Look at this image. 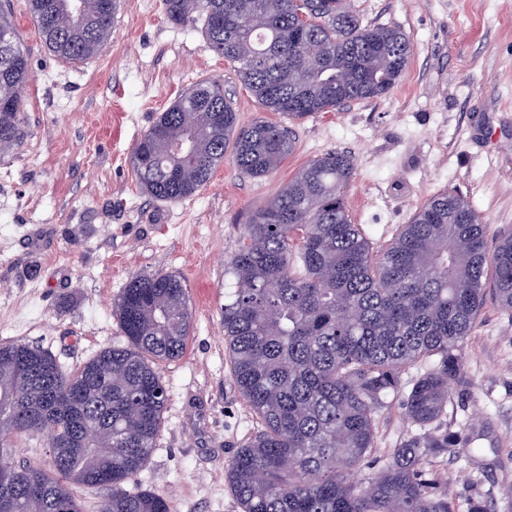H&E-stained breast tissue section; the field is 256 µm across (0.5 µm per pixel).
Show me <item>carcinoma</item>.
Wrapping results in <instances>:
<instances>
[{"mask_svg":"<svg viewBox=\"0 0 512 512\" xmlns=\"http://www.w3.org/2000/svg\"><path fill=\"white\" fill-rule=\"evenodd\" d=\"M28 0L46 45L83 62L112 34L117 0ZM176 25L203 21L207 47L232 63L259 103L290 121L387 95L406 70L410 37L367 26L347 0H163ZM315 41L306 60L293 41ZM29 62L0 15V153L22 143L17 114ZM293 131L259 121L241 127L221 85L196 82L136 143L140 183L154 198L194 195L224 163L252 178L294 151ZM352 159L329 152L302 166L243 225L228 262L224 348L231 377L261 421L227 468L242 512H453L426 449L464 446L455 432L432 442L424 430L448 408L462 346L485 299L488 273L512 312V226L486 224L464 197L432 196L374 255L352 223L346 189ZM497 238L487 250L489 235ZM124 346L74 370L37 345H0V447L42 433L53 468L0 463L11 512H83L72 486L110 491L99 512H171L150 491H127L147 464L163 423L165 384L153 366L184 350L187 289L172 274L132 279L115 304ZM436 358L407 393L405 415L420 430L393 449L366 484L345 479L376 440V413L404 388L403 373Z\"/></svg>","mask_w":512,"mask_h":512,"instance_id":"1","label":"carcinoma"}]
</instances>
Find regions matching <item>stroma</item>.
Returning a JSON list of instances; mask_svg holds the SVG:
<instances>
[{
	"mask_svg": "<svg viewBox=\"0 0 512 512\" xmlns=\"http://www.w3.org/2000/svg\"><path fill=\"white\" fill-rule=\"evenodd\" d=\"M364 24L400 27L412 54L386 96L294 122L296 143L262 178L224 161L195 195L151 198L132 161L158 115L197 81L219 83L240 125L282 122L211 51L200 24L175 25L162 0H120L112 37L81 63L44 44L26 0L6 15L29 57L18 114L24 140L0 154V344L29 342L74 369L127 342L113 306L134 277L170 273L192 313L182 356L159 362L168 400L154 450L131 487L173 512H241L225 472L259 420L234 386L224 352L225 265L242 226L298 168L332 151L352 156L353 223L374 252L432 196L466 198L487 224L512 226V0H350ZM447 412L432 439L465 430L471 448H432L454 512L480 501L512 512V312L487 295ZM405 392L378 411V441L348 473L376 476L417 429Z\"/></svg>",
	"mask_w": 512,
	"mask_h": 512,
	"instance_id": "stroma-1",
	"label": "stroma"
}]
</instances>
